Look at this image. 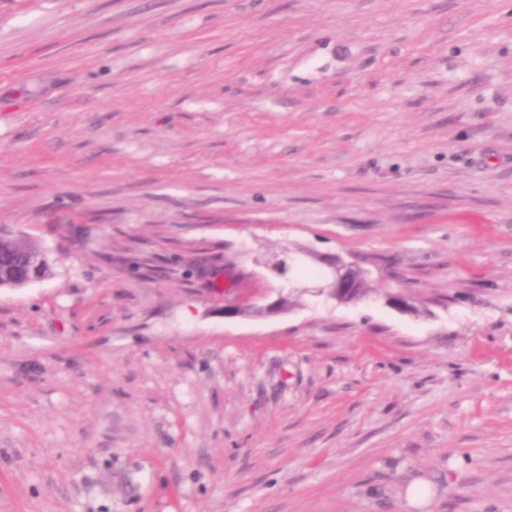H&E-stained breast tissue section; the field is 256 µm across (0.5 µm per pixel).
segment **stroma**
Masks as SVG:
<instances>
[{
	"label": "stroma",
	"instance_id": "1",
	"mask_svg": "<svg viewBox=\"0 0 512 512\" xmlns=\"http://www.w3.org/2000/svg\"><path fill=\"white\" fill-rule=\"evenodd\" d=\"M0 224V512H512V0H0ZM1 225L0 288H22L25 275L48 276L50 266L41 243L34 239L22 240L11 227ZM331 261L330 258H321L320 261L326 266V270L318 273V279L322 282L318 289V295L324 296L328 301L334 303L349 304L364 298L360 292L368 293L366 278L368 271L359 263L347 261L343 257ZM360 285V288H359Z\"/></svg>",
	"mask_w": 512,
	"mask_h": 512
}]
</instances>
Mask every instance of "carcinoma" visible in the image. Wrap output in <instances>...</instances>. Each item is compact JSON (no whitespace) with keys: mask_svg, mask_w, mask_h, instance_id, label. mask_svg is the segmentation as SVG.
Here are the masks:
<instances>
[{"mask_svg":"<svg viewBox=\"0 0 512 512\" xmlns=\"http://www.w3.org/2000/svg\"><path fill=\"white\" fill-rule=\"evenodd\" d=\"M44 278L50 266L40 242L22 240L9 226L0 227V288H21L25 276Z\"/></svg>","mask_w":512,"mask_h":512,"instance_id":"cac0c4a2","label":"carcinoma"}]
</instances>
